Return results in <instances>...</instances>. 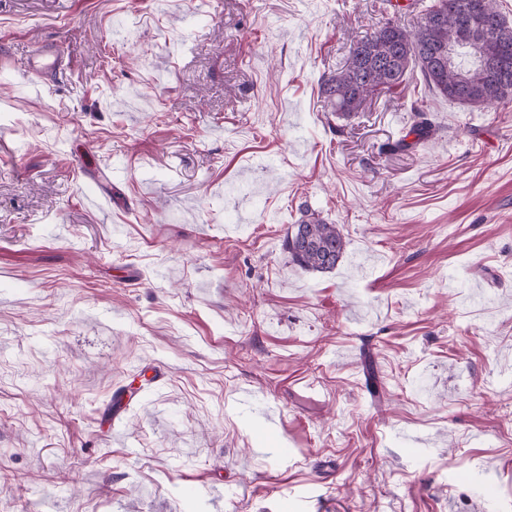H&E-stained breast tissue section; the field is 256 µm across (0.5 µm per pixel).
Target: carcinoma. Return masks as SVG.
I'll return each mask as SVG.
<instances>
[{
	"instance_id": "cac0c4a2",
	"label": "carcinoma",
	"mask_w": 512,
	"mask_h": 512,
	"mask_svg": "<svg viewBox=\"0 0 512 512\" xmlns=\"http://www.w3.org/2000/svg\"><path fill=\"white\" fill-rule=\"evenodd\" d=\"M483 37L512 51V25L497 0H432L421 11L418 25L408 30L388 20L350 51L345 67L324 80L323 92L333 111H361L367 97L403 82L419 68L426 83L439 94L464 106H490L512 100V54L507 69L489 67L481 58L460 50L448 61V46L457 45L465 23ZM413 123L408 134L421 141L433 125L425 104H411ZM341 228L315 217L288 228L284 249L291 261L307 270L330 272L345 253Z\"/></svg>"
}]
</instances>
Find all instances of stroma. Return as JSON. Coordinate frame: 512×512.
Here are the masks:
<instances>
[{
    "instance_id": "stroma-1",
    "label": "stroma",
    "mask_w": 512,
    "mask_h": 512,
    "mask_svg": "<svg viewBox=\"0 0 512 512\" xmlns=\"http://www.w3.org/2000/svg\"><path fill=\"white\" fill-rule=\"evenodd\" d=\"M418 17L0 0V46L70 61L0 69V512H512V102L322 92ZM307 215L331 272L282 246ZM65 57L62 49L54 43H45L28 52L27 56L18 62L16 58L4 56L2 65L11 68L18 67L41 81H51V76L64 67ZM426 105L424 101H414L411 104V112H413V123L409 131L403 136L401 139L397 140L395 143L389 146L390 150H396L398 148L407 147L406 138L414 134L417 138V141H421L429 137L431 132L433 131V125L431 120L428 118V113L425 109ZM347 241L341 228L315 217L288 227L284 249L291 261L307 270L331 272L345 253Z\"/></svg>"
}]
</instances>
